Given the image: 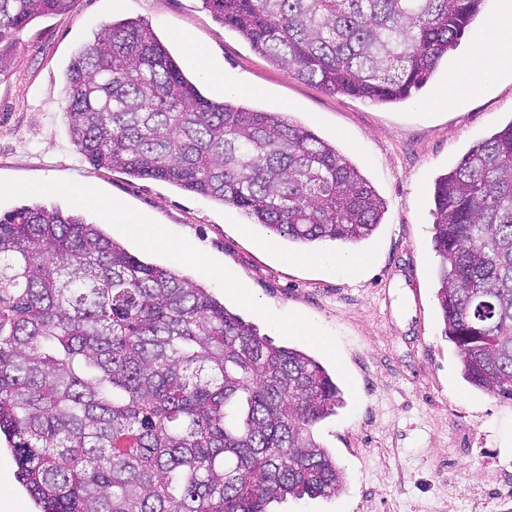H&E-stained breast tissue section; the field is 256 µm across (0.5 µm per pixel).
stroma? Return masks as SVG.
<instances>
[{
	"label": "stroma",
	"mask_w": 512,
	"mask_h": 512,
	"mask_svg": "<svg viewBox=\"0 0 512 512\" xmlns=\"http://www.w3.org/2000/svg\"><path fill=\"white\" fill-rule=\"evenodd\" d=\"M147 22L191 75L199 70L175 42L186 32L224 71L225 95L285 112L355 163L386 203L382 223L359 244L370 262L357 275L325 274L278 262L262 248L269 235L246 226L234 207L150 178L93 169L73 145L64 115V73L71 59L115 19ZM465 47L420 92L398 104L332 94L293 78L255 53L201 0H77L23 32L17 66L0 81V216L24 204L56 207L102 225L140 259L190 277L259 333L264 321L224 293L192 263L148 249L79 202L72 190L104 198L188 238L232 270L250 295L284 318L316 326L322 342L279 333L274 345L299 348L336 380L344 404L315 436L345 473L333 498L288 499L274 512H502L492 484L512 485V402L465 381L437 306L438 259L432 248L435 178L468 149L512 122V71L489 70L483 90L438 106ZM0 445V512H37Z\"/></svg>",
	"instance_id": "1"
}]
</instances>
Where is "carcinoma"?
Masks as SVG:
<instances>
[{
	"instance_id": "obj_1",
	"label": "carcinoma",
	"mask_w": 512,
	"mask_h": 512,
	"mask_svg": "<svg viewBox=\"0 0 512 512\" xmlns=\"http://www.w3.org/2000/svg\"><path fill=\"white\" fill-rule=\"evenodd\" d=\"M485 0H202L291 76L396 103L424 88ZM76 0H0V78L34 20ZM95 169L168 181L294 243L369 239L384 203L336 146L281 112L205 97L140 21L105 25L65 72ZM444 335L465 380L512 401V122L433 191ZM342 403L312 356L77 214L0 218V435L40 512H269L332 497L314 436Z\"/></svg>"
}]
</instances>
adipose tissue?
Segmentation results:
<instances>
[{
    "mask_svg": "<svg viewBox=\"0 0 512 512\" xmlns=\"http://www.w3.org/2000/svg\"><path fill=\"white\" fill-rule=\"evenodd\" d=\"M489 29H512V0H501L500 8L489 17L483 29L474 33L470 47L461 61L455 88L452 92L441 94L437 100L438 105L456 106L461 97L482 88L489 66L512 70V42L488 41L485 32ZM79 199L82 203L95 206L104 218L120 223L122 230L139 242L168 252L178 260L196 264L225 291L244 295V286L237 276L210 257L199 253L187 238L167 235L159 225L148 223L118 202L88 192L80 193ZM283 260L291 264L309 265L326 274L340 272L350 275L368 262L366 256L345 254L330 247L314 253H289L284 255Z\"/></svg>",
    "mask_w": 512,
    "mask_h": 512,
    "instance_id": "adipose-tissue-1",
    "label": "adipose tissue"
}]
</instances>
